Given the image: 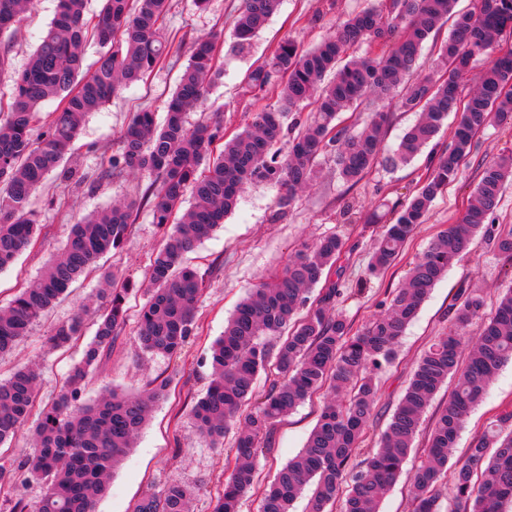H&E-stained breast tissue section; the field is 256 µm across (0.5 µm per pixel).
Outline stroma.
<instances>
[{"label":"stroma","instance_id":"obj_1","mask_svg":"<svg viewBox=\"0 0 512 512\" xmlns=\"http://www.w3.org/2000/svg\"><path fill=\"white\" fill-rule=\"evenodd\" d=\"M367 4L368 0H282L279 11L254 38L251 47L243 49L233 39H226L221 48L224 78L209 96L211 102L224 108L225 136L241 131L251 120L255 106L244 96L241 85L258 59L273 52L286 37L307 48L314 46L349 14ZM55 6V0H34L10 43L14 67L26 63L39 36L49 26ZM240 6L241 0H210L207 9L200 11L192 0H174L166 29L181 41L183 52L156 69L147 84L123 90L105 109L87 117L68 167L81 172L93 167L95 160L87 152V144L115 147L132 112L148 108L157 117H164V102L188 62L187 47L198 36L231 31ZM375 110L392 114L384 148L385 154H392L414 121L412 113L397 111L393 102L371 96L358 111L344 113L343 123L360 128L367 113ZM504 154H512V123L491 124L479 133L474 155L462 164L457 180L447 192L434 202L426 222L414 231L397 265L373 280L366 277L367 252L372 239L388 223L392 207L408 202L418 190L433 164L431 150H423L404 166L380 163L352 187L339 177L335 154H328L320 162L316 181L298 193L287 216L279 221L272 218L277 188L246 187L222 228L184 258L187 266L204 274L207 290L197 305L195 334L181 355L171 359L145 356L135 342L133 328H126L119 346L110 358L101 362L87 387V396L92 399L107 385L135 393L155 378L170 381L167 397L155 403L148 424L114 471L106 494L98 500L96 512H129L136 499L166 481L195 488L196 512H211L227 472L226 452L199 439L189 427L184 412L186 405L205 394L211 380L210 346L223 335L225 321L245 292L280 269L302 244L325 234H342L346 237V254L342 259L345 285L353 293L345 297L341 308L354 327H362L372 315L381 312L388 292L401 284L409 266L459 217L484 164ZM143 185V179L130 174L123 181L103 185L90 195L83 189H64L58 181H49L32 199L31 210L42 226L38 244L25 250L12 267L0 271V308L8 306L21 285L39 277L80 217L94 208L109 205L114 198L137 194ZM349 200L359 212L355 224L346 223L343 216V206ZM162 239L163 233L151 212L141 210L127 245L106 255L103 264L118 269L126 280L140 283ZM96 285V278H79L34 323L30 335L0 358V375H8L18 365L39 364L43 371L42 394L51 397L65 373L81 360L84 346L77 343L49 351L43 346L44 340L56 322L70 317L89 300ZM462 287L480 289L490 306L499 295L512 289V270L504 266L484 237H476L469 252L454 261L447 276L437 284L407 328L395 360L381 375L380 396L367 429L366 448H377L418 357L434 336L447 327L448 306ZM510 403L512 362L505 364L490 383L486 399L466 419L457 438L456 455H465L498 408ZM319 410V400L306 402L277 426L275 449L261 463L259 485L269 483L276 471L303 447Z\"/></svg>","mask_w":512,"mask_h":512}]
</instances>
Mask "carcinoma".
<instances>
[{
	"label": "carcinoma",
	"mask_w": 512,
	"mask_h": 512,
	"mask_svg": "<svg viewBox=\"0 0 512 512\" xmlns=\"http://www.w3.org/2000/svg\"><path fill=\"white\" fill-rule=\"evenodd\" d=\"M281 2L242 0L234 21L238 44H250ZM456 2L386 0L381 7L351 15L311 49L288 38L281 41L244 79L252 99L265 102L272 95L276 102L265 103L228 140L218 112L194 125L188 122V114L203 106L224 77L221 36L200 37L192 42L188 63L164 103V121L157 123L148 110L133 113L115 151L86 146L98 162L94 170L79 174L65 167V160L85 118L123 89L147 82L174 57L173 41L164 33L171 3L102 0L100 11L89 16L87 0H57L48 31L22 68L12 67L8 49L0 51V74L6 71L12 80L11 93L0 96V271L38 243L30 203L51 174L89 193L129 172L140 173L149 183L139 194L118 199L73 225L42 276L0 309V355L13 351L99 258L123 248L138 211L148 207L164 240L144 273L148 298L138 315L136 341L147 355L179 356L195 333V309L205 285L202 275L183 266L185 254L221 228L249 184L282 190L272 215L277 221L297 192L315 181L317 160L325 153H336L338 175L345 183H359L378 162L388 113H371L360 131L339 126L338 117L369 94L394 98L400 111L417 114L390 157L394 166L410 163L434 140L448 114L457 115L451 141L372 247L367 275L386 271L435 199L456 180L461 163L473 152L475 135L491 122L512 120V51L494 53L503 35L512 34V0H474L473 10L455 15ZM31 4L0 0V37L17 28ZM452 14L454 22L438 50L445 74L409 79L426 40ZM92 41L102 51L87 74L84 53ZM479 58L487 59V65L477 88L464 96L462 82ZM50 100L58 101L56 109L41 111ZM308 106L310 113L301 117ZM510 179L511 155L485 166L456 222L409 268L383 313L356 333L336 310L342 295L336 287L342 273L337 262L344 248L337 234L304 246L280 274L248 292L212 347L206 394L189 409L196 433L211 445H223L231 429L236 433L230 448L234 466L212 512H240L243 497L258 488L260 462L273 451L277 424L320 392L326 404L317 424L304 448L261 491V512H291L308 488L307 512H330L328 506L342 493V512H378L414 450L432 400L450 378L454 389L410 476L411 512H442L440 487L449 476L453 495L448 512H512L511 405L500 408L464 458L452 460L465 419L512 360V289L490 312L480 294L458 290L448 308V330L421 355L380 448L372 453L362 448L379 397L377 376L391 363L406 328L453 262L481 233L512 266V225L494 221ZM188 194L193 202L183 212ZM128 291L121 275L104 270L93 303L51 328L45 344L52 351L80 339L88 320L95 333L50 401L40 400L38 367H20L0 381V447L38 415L28 451L0 461V490H13L0 501V512H95L151 407L164 396L165 379L139 395L107 386L98 399L85 398L89 376L112 354L125 330ZM473 322L481 329L462 359L463 333ZM269 368L274 373L260 394L258 377ZM29 481L44 487L34 503L15 493ZM194 497L193 488L166 482L144 494L132 512H193Z\"/></svg>",
	"instance_id": "cac0c4a2"
}]
</instances>
